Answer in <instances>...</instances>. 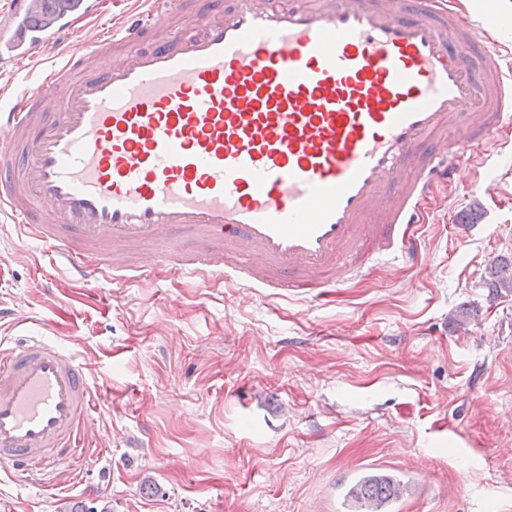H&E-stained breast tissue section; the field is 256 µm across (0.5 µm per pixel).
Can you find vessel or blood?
I'll use <instances>...</instances> for the list:
<instances>
[{
  "label": "vessel or blood",
  "instance_id": "1",
  "mask_svg": "<svg viewBox=\"0 0 512 512\" xmlns=\"http://www.w3.org/2000/svg\"><path fill=\"white\" fill-rule=\"evenodd\" d=\"M96 13L24 0L0 25V66L51 58L0 108V216L82 283L168 267L201 286L341 287L361 255L408 262L436 176L512 128V70L460 0H151L107 27ZM88 370L43 338L0 346L1 470L78 455Z\"/></svg>",
  "mask_w": 512,
  "mask_h": 512
}]
</instances>
